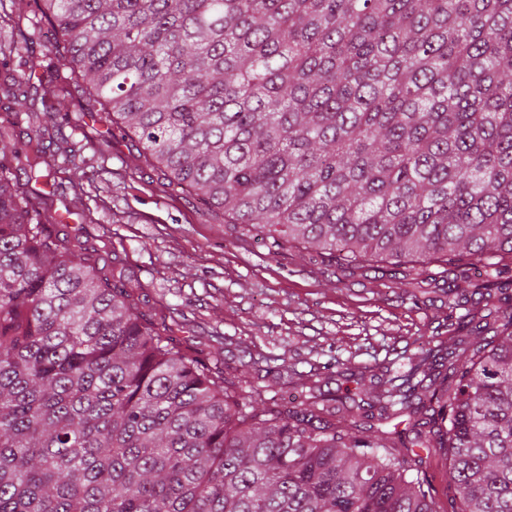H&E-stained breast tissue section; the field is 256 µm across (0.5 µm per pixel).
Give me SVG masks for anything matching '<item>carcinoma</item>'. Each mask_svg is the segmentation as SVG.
Masks as SVG:
<instances>
[{"label":"carcinoma","mask_w":512,"mask_h":512,"mask_svg":"<svg viewBox=\"0 0 512 512\" xmlns=\"http://www.w3.org/2000/svg\"><path fill=\"white\" fill-rule=\"evenodd\" d=\"M35 3L87 111L166 190L274 250L409 264L395 288L463 259L485 277L448 281V339L341 420L313 386L267 407L184 353L97 248L48 234L67 217L33 210L0 158V512H437L418 448L448 455L453 512H512V262H491L512 258V0ZM36 69L12 104L37 123L27 182L52 188Z\"/></svg>","instance_id":"cac0c4a2"}]
</instances>
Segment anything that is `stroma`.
Segmentation results:
<instances>
[{
    "mask_svg": "<svg viewBox=\"0 0 512 512\" xmlns=\"http://www.w3.org/2000/svg\"><path fill=\"white\" fill-rule=\"evenodd\" d=\"M23 9L21 32L29 54L44 57L51 43L34 0H0V15ZM68 71L39 84L55 97L58 122L83 147L85 164L59 173L61 189L31 196L33 209L65 213L67 225H49L72 244L89 243L105 260L144 286V309L155 321L177 322L183 349L220 377L262 387L266 397L292 395L276 372L255 373L247 354L287 361L298 372L320 366L327 397L356 391L385 369L402 370L448 318V297L435 290L425 304L388 287L380 261L340 266L300 247L273 254L241 224L203 212L187 194L162 188L165 171L138 159V145L112 133L66 86Z\"/></svg>",
    "mask_w": 512,
    "mask_h": 512,
    "instance_id": "1",
    "label": "stroma"
}]
</instances>
